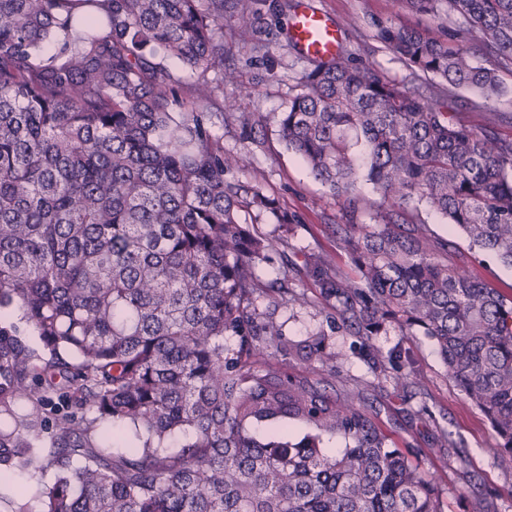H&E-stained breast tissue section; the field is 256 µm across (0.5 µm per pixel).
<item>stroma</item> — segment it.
Instances as JSON below:
<instances>
[{
  "label": "stroma",
  "instance_id": "stroma-1",
  "mask_svg": "<svg viewBox=\"0 0 512 512\" xmlns=\"http://www.w3.org/2000/svg\"><path fill=\"white\" fill-rule=\"evenodd\" d=\"M306 2L336 21H348L344 46L357 60L400 81L405 80L408 70L373 39L367 25L370 17L425 27L440 37L455 30L443 20L412 12L403 0ZM266 23L274 36L258 53L238 41L235 19L225 18L224 63L236 68L240 77L238 85L225 86L224 95L236 100L242 110L268 117L285 107L289 87L296 84L303 62L284 36L286 17L270 15ZM257 169L266 174L268 192L299 217L292 244L337 254L329 227L344 223L340 206L277 135H270L265 153L242 154L237 175L245 179ZM273 320L281 325L288 340L300 341L318 328L323 317L314 307L285 306ZM354 342V337L342 331L327 337L325 346L334 356V366L316 368L315 378L352 388L373 379L382 353L396 347L408 350L418 369L417 384L398 390L387 382L367 392L379 424L431 478L444 512H512V470L502 467L494 454L495 433L489 421L449 381L434 342L419 333L400 336L390 330L375 337V350L363 361L352 352ZM445 437L455 440V447H442Z\"/></svg>",
  "mask_w": 512,
  "mask_h": 512
}]
</instances>
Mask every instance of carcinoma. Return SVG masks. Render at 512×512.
Listing matches in <instances>:
<instances>
[{
    "instance_id": "obj_1",
    "label": "carcinoma",
    "mask_w": 512,
    "mask_h": 512,
    "mask_svg": "<svg viewBox=\"0 0 512 512\" xmlns=\"http://www.w3.org/2000/svg\"><path fill=\"white\" fill-rule=\"evenodd\" d=\"M404 2L451 21L487 66L453 39L372 17L374 40L410 82L342 47L308 60L274 116L345 212L331 225L344 270L294 248L298 218L264 174L235 175L238 151L264 150L268 126L220 101L239 82L224 67V17L259 49L264 12L285 14L289 0H0V310L18 308L49 355L0 330V481L37 456L56 473L37 509L21 497L15 512H443L364 389L330 393L270 364L273 348L329 364L336 329L357 337L360 358L389 328L433 340L512 466V297L451 261L456 245L421 211L441 214L470 254L512 266V138L490 106L477 130L448 111L460 89L512 96L498 78L512 68V0ZM161 55L195 75L181 112L171 100L181 79ZM220 105L237 151L214 130ZM262 214L274 233L255 227ZM275 263L280 277L262 281L258 269ZM311 303L325 323L281 339L269 311ZM381 373L416 384L401 348ZM58 379L91 417L60 421L38 446L21 429L35 428ZM290 421L312 431L292 440ZM328 434L345 447L325 452Z\"/></svg>"
}]
</instances>
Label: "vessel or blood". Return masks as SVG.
Here are the masks:
<instances>
[{"instance_id": "b4317fda", "label": "vessel or blood", "mask_w": 512, "mask_h": 512, "mask_svg": "<svg viewBox=\"0 0 512 512\" xmlns=\"http://www.w3.org/2000/svg\"><path fill=\"white\" fill-rule=\"evenodd\" d=\"M288 35L301 55L323 60L334 57L341 44L335 22L327 13L309 7L295 12Z\"/></svg>"}]
</instances>
